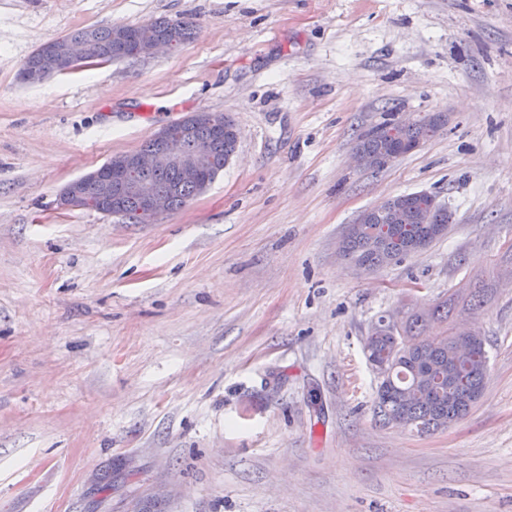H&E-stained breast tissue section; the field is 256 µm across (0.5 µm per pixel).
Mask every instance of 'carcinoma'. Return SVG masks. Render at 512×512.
<instances>
[{"mask_svg":"<svg viewBox=\"0 0 512 512\" xmlns=\"http://www.w3.org/2000/svg\"><path fill=\"white\" fill-rule=\"evenodd\" d=\"M198 23L192 18L158 19L149 25L129 26L123 34L112 28H85L53 39L80 42L86 50V61L119 62L135 56L143 32L171 36L180 46L194 38ZM29 69L53 71V61L43 47L35 49L25 60L20 73ZM183 138L185 151H195L198 141L208 139L213 144L209 159L200 168L202 181L213 182L236 153L238 132L233 119L224 116V125L193 121L186 114L168 124ZM380 134L374 138L366 132L357 135L355 146L377 156L385 143L430 139L435 129L425 122L400 127L387 118L379 124ZM125 178L146 182L166 193L170 199L169 211L185 206L201 194L198 183L182 178L180 170L172 166L163 171H128ZM92 209L109 215L112 207L122 209V217L133 224H148L153 218L143 211L138 199L117 198L112 188L102 181L86 184L83 188ZM394 211L384 203L367 214L366 228H349L342 240V255L352 264H365L377 271L386 259L402 261L433 241L445 236L454 223V212L438 203L433 222L421 224L418 214L425 203L418 193L393 198ZM500 264L476 275L468 292L454 291L448 298L428 307H411L393 325L379 316L370 336L365 339L367 358L386 365V374L378 379L375 414L385 425L397 423L421 434L448 428L465 417L480 399L489 369V352L481 333L468 331L459 325H449L446 334L428 336L425 327L435 320L450 321L455 313H468L485 307L493 294Z\"/></svg>","mask_w":512,"mask_h":512,"instance_id":"carcinoma-1","label":"carcinoma"}]
</instances>
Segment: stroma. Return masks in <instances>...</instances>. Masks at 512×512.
<instances>
[{"label":"stroma","mask_w":512,"mask_h":512,"mask_svg":"<svg viewBox=\"0 0 512 512\" xmlns=\"http://www.w3.org/2000/svg\"><path fill=\"white\" fill-rule=\"evenodd\" d=\"M191 17L193 41L29 85L41 44ZM189 112L235 157L149 224L57 204ZM449 116L356 170L385 113ZM448 233L356 273L386 200ZM512 247V0H0V512H512V286L473 317L478 403L420 434L374 415L377 317L432 304Z\"/></svg>","instance_id":"35a3bbf8"}]
</instances>
